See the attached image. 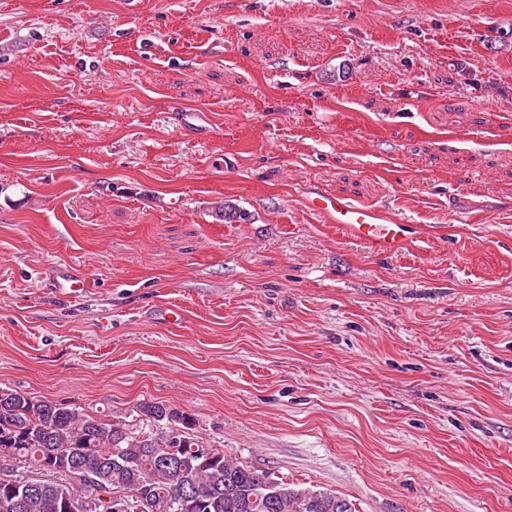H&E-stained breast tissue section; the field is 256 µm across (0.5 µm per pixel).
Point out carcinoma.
<instances>
[{
  "instance_id": "obj_1",
  "label": "carcinoma",
  "mask_w": 512,
  "mask_h": 512,
  "mask_svg": "<svg viewBox=\"0 0 512 512\" xmlns=\"http://www.w3.org/2000/svg\"><path fill=\"white\" fill-rule=\"evenodd\" d=\"M132 412L138 427L122 416L0 388V454L33 458L56 474L0 485V512H65L80 478L95 490L89 512H126L134 496L158 501L167 512H355L333 490L299 488L233 462L219 448L196 456L192 424L160 401H143ZM173 424L181 446L175 465L169 463ZM272 480L276 493L268 498L264 484Z\"/></svg>"
}]
</instances>
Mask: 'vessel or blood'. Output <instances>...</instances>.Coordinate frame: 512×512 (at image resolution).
Listing matches in <instances>:
<instances>
[{"label":"vessel or blood","mask_w":512,"mask_h":512,"mask_svg":"<svg viewBox=\"0 0 512 512\" xmlns=\"http://www.w3.org/2000/svg\"><path fill=\"white\" fill-rule=\"evenodd\" d=\"M305 203L325 223L338 225L351 238L383 254L395 252L410 236L408 225L372 205L358 204L318 189L310 192ZM49 279L54 287L62 290H74L84 285L82 278L67 265L53 269Z\"/></svg>","instance_id":"1"}]
</instances>
